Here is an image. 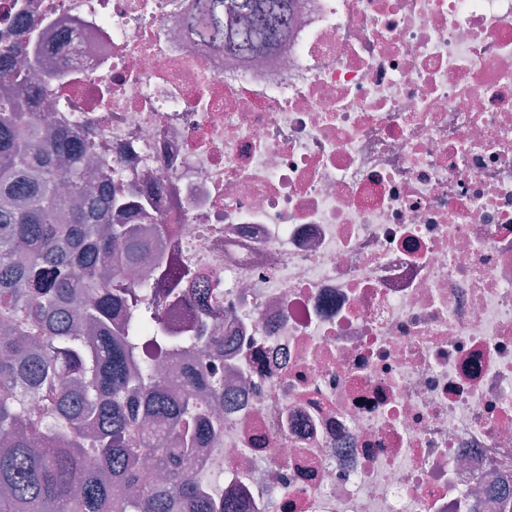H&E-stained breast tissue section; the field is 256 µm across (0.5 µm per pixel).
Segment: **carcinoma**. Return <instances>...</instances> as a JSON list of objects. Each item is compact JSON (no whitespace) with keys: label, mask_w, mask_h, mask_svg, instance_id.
Returning a JSON list of instances; mask_svg holds the SVG:
<instances>
[{"label":"carcinoma","mask_w":512,"mask_h":512,"mask_svg":"<svg viewBox=\"0 0 512 512\" xmlns=\"http://www.w3.org/2000/svg\"><path fill=\"white\" fill-rule=\"evenodd\" d=\"M290 0H194L204 45L253 57L286 36ZM0 512H240L183 477L180 460L223 432L196 398L224 403V376H189L178 391L158 364L191 349L224 357L204 324L170 327V301L209 311L203 276L154 261L142 225L157 223V184L139 196L120 168L100 193L90 143L55 124L52 74L0 47ZM125 217L112 223V210Z\"/></svg>","instance_id":"carcinoma-1"}]
</instances>
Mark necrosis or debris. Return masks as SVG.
Segmentation results:
<instances>
[{
  "label": "necrosis or debris",
  "instance_id": "1",
  "mask_svg": "<svg viewBox=\"0 0 512 512\" xmlns=\"http://www.w3.org/2000/svg\"><path fill=\"white\" fill-rule=\"evenodd\" d=\"M191 2L0 0L212 277L245 383L188 475L241 512H512V0H294L247 60Z\"/></svg>",
  "mask_w": 512,
  "mask_h": 512
}]
</instances>
